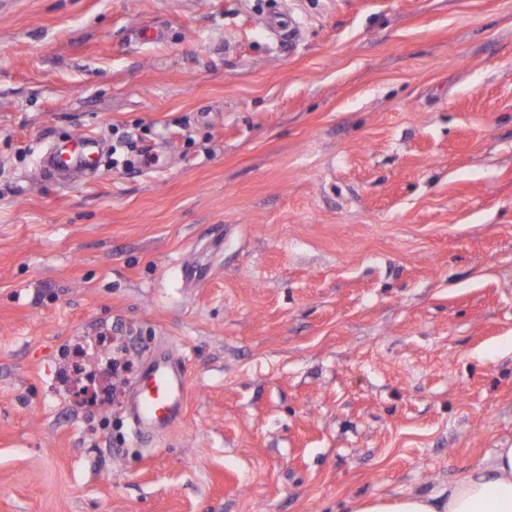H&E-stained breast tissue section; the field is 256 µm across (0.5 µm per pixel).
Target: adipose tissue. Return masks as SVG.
I'll return each instance as SVG.
<instances>
[{
  "instance_id": "1",
  "label": "adipose tissue",
  "mask_w": 512,
  "mask_h": 512,
  "mask_svg": "<svg viewBox=\"0 0 512 512\" xmlns=\"http://www.w3.org/2000/svg\"><path fill=\"white\" fill-rule=\"evenodd\" d=\"M350 512H512V447L496 449L446 488L359 498Z\"/></svg>"
}]
</instances>
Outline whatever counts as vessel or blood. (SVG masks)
Here are the masks:
<instances>
[{
    "mask_svg": "<svg viewBox=\"0 0 512 512\" xmlns=\"http://www.w3.org/2000/svg\"><path fill=\"white\" fill-rule=\"evenodd\" d=\"M102 148L93 134L84 133L49 148L40 166L56 182L79 176L90 180L99 172ZM143 384L130 405L135 431L147 434L155 429H172L182 418L188 381L183 362L162 354L141 371Z\"/></svg>",
    "mask_w": 512,
    "mask_h": 512,
    "instance_id": "obj_1",
    "label": "vessel or blood"
}]
</instances>
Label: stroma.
I'll list each match as a JSON object with an SVG mask.
<instances>
[{"label":"stroma","instance_id":"1","mask_svg":"<svg viewBox=\"0 0 512 512\" xmlns=\"http://www.w3.org/2000/svg\"><path fill=\"white\" fill-rule=\"evenodd\" d=\"M104 336L123 392L184 357L172 430L73 401ZM509 446L512 0H0V512H346ZM101 152L98 138L86 132L49 148L40 161L41 170L56 182L75 175L91 180L99 172Z\"/></svg>","mask_w":512,"mask_h":512}]
</instances>
